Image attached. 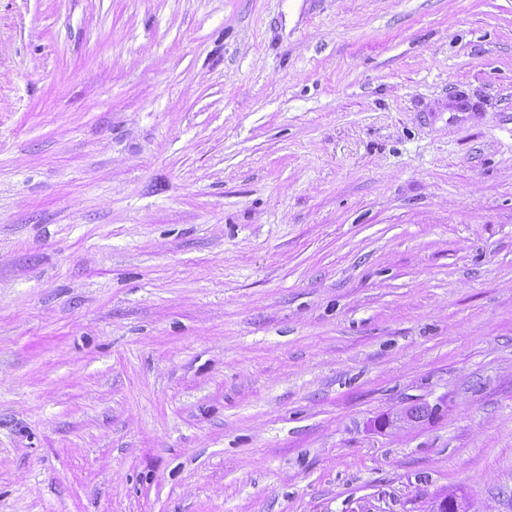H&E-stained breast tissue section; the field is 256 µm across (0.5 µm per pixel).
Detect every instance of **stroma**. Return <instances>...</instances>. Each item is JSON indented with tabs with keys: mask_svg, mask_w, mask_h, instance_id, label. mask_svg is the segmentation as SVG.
<instances>
[{
	"mask_svg": "<svg viewBox=\"0 0 512 512\" xmlns=\"http://www.w3.org/2000/svg\"><path fill=\"white\" fill-rule=\"evenodd\" d=\"M447 490L512 512V0H0V512ZM421 407L422 412L420 415L415 414L411 409H403L400 413H397L394 416H391V414L383 416L378 421V425L380 428L387 429L393 426H397L398 423L407 425L422 423L430 419H434L442 411V405L440 403H425Z\"/></svg>",
	"mask_w": 512,
	"mask_h": 512,
	"instance_id": "obj_1",
	"label": "stroma"
}]
</instances>
